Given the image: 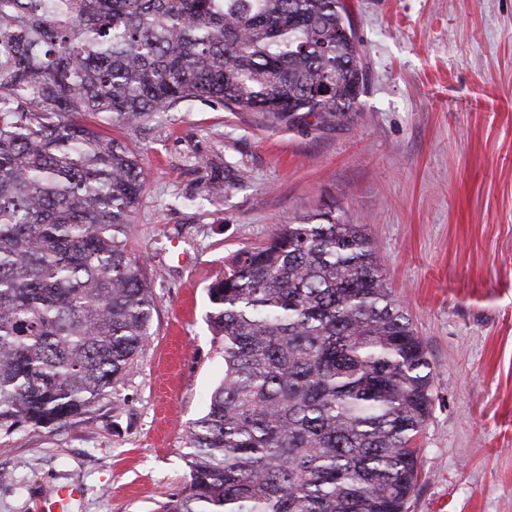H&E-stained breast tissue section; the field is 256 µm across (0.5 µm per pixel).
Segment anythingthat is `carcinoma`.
Listing matches in <instances>:
<instances>
[{"label": "carcinoma", "instance_id": "cac0c4a2", "mask_svg": "<svg viewBox=\"0 0 512 512\" xmlns=\"http://www.w3.org/2000/svg\"><path fill=\"white\" fill-rule=\"evenodd\" d=\"M364 81L345 0H0V433L92 414L149 343L145 172L104 129L334 122ZM207 294L224 379L157 512H407L432 367L362 225L291 217Z\"/></svg>", "mask_w": 512, "mask_h": 512}]
</instances>
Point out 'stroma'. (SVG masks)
<instances>
[{
  "mask_svg": "<svg viewBox=\"0 0 512 512\" xmlns=\"http://www.w3.org/2000/svg\"><path fill=\"white\" fill-rule=\"evenodd\" d=\"M365 73L323 126L194 100L113 130L146 185L150 343L90 422L0 434V512H156L224 377L207 289L291 216L364 225L433 368L408 512H512V0H346ZM222 195L207 194L210 185Z\"/></svg>",
  "mask_w": 512,
  "mask_h": 512,
  "instance_id": "stroma-1",
  "label": "stroma"
}]
</instances>
